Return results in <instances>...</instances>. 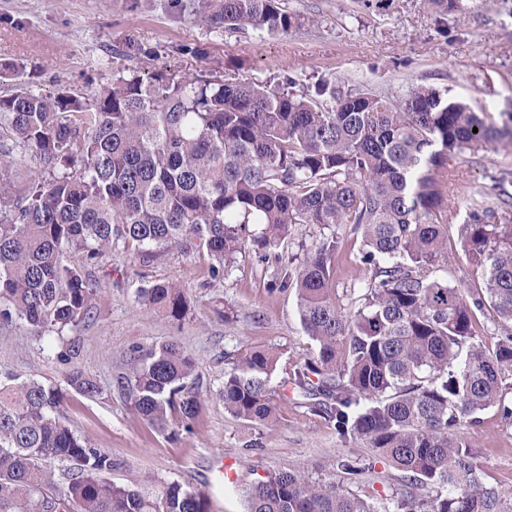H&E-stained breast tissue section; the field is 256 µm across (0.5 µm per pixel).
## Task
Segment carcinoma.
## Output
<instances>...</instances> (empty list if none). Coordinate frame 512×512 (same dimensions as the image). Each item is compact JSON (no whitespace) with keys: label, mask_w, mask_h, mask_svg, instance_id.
Wrapping results in <instances>:
<instances>
[{"label":"carcinoma","mask_w":512,"mask_h":512,"mask_svg":"<svg viewBox=\"0 0 512 512\" xmlns=\"http://www.w3.org/2000/svg\"><path fill=\"white\" fill-rule=\"evenodd\" d=\"M213 25L286 33L279 0H201ZM478 132H473V129ZM8 153L62 170L37 171L20 194L0 158V323L57 334L86 317L95 289L85 272L134 243L156 253L203 251L215 277L252 249L275 262L269 291L295 289L315 348L290 365L254 350L224 374L216 401L259 426L276 416L270 383L282 372L309 408L368 448L336 459L339 479L304 469L267 474L245 493L247 512H512V494L485 482L459 429L497 407L512 421V228L480 206L461 227L481 271L482 297L434 275L447 245L440 173L457 154L507 137L485 113L433 88L395 101L345 93L326 80L296 94L280 84L220 76L116 77L84 97H0ZM296 224L360 234L368 277L352 305L336 302V238L299 264L276 252ZM82 253L83 265L70 263ZM140 302L173 320L181 288L155 281ZM492 310L503 337L486 348L476 313ZM195 359L176 342L134 357L119 385L136 412L170 437L188 431L205 397ZM69 387L93 399L97 381L73 368ZM63 393L0 373V512H208L205 497L172 481L145 492L107 479L112 456L62 420ZM66 465L58 486L42 466ZM382 464L397 491L368 490Z\"/></svg>","instance_id":"obj_1"}]
</instances>
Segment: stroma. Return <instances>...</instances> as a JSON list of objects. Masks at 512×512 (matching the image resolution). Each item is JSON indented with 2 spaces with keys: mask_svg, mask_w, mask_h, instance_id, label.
Listing matches in <instances>:
<instances>
[{
  "mask_svg": "<svg viewBox=\"0 0 512 512\" xmlns=\"http://www.w3.org/2000/svg\"><path fill=\"white\" fill-rule=\"evenodd\" d=\"M281 7L299 24L268 33L211 25L199 17L197 0H0V97L20 87L82 96L135 72L147 80L217 75L262 83L286 77L297 93L324 79L342 91L368 89L393 100L426 85L490 113L499 124L512 108V0H487L481 7L460 0L459 12L447 15L431 11L424 0H282ZM503 169L512 171L509 141L460 155L444 183L448 256L436 274L474 292L482 280L463 254L460 226L474 204L496 207L495 175ZM333 233L336 298L344 304L366 272L351 225H336ZM210 264L206 255L176 248L152 258L134 244L116 248L90 271L96 295L89 315L63 335L0 326V372L63 391L61 410L70 428L116 462L112 481L133 476L156 490L175 480L202 492L208 512H245L244 490L266 471L290 465L332 479L338 455L360 454L364 447L342 441L293 393L278 399L271 427L247 425L213 400L192 430L174 440L140 418L117 387L134 349L178 343L213 392L247 350H275L295 362L312 346L295 292L269 293L272 268L245 252L215 280ZM158 280L185 290L182 320L138 304V288ZM68 349L74 356L65 365L57 354ZM73 366L96 379L99 397L68 391ZM463 434L485 481L512 493V426L490 408Z\"/></svg>",
  "mask_w": 512,
  "mask_h": 512,
  "instance_id": "35a3bbf8",
  "label": "stroma"
}]
</instances>
